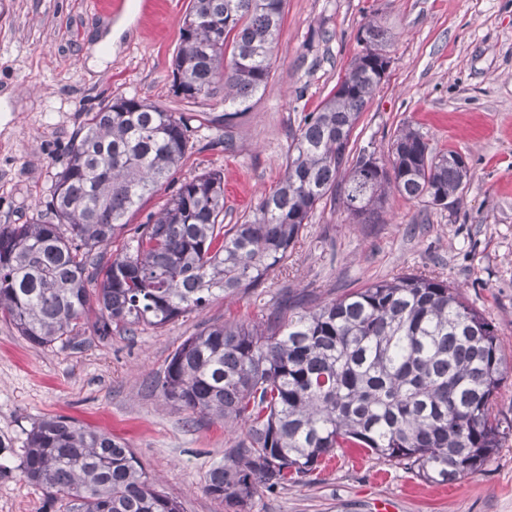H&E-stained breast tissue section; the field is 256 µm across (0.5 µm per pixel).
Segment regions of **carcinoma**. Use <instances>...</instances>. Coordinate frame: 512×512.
<instances>
[{"mask_svg":"<svg viewBox=\"0 0 512 512\" xmlns=\"http://www.w3.org/2000/svg\"><path fill=\"white\" fill-rule=\"evenodd\" d=\"M286 0H192L172 61L188 102L224 83V127L265 91ZM364 44L336 89L304 117L281 179L249 213L224 223V173L180 183L155 216L127 215L194 149L193 117L120 97L88 114L45 209L0 228V317L35 347L163 328L216 293L245 294L283 268L318 205L338 197L374 224L391 191L448 205L469 168L405 128L388 160L350 138L381 82L385 30ZM124 240L102 262L101 248ZM96 282V291L88 285ZM506 360L494 327L438 275L402 273L273 320L211 324L174 351L164 398L231 421L244 438L213 466L205 492L241 512L261 491L304 481L337 448H365L444 484L476 472L512 423L494 413ZM18 470L74 512H181L129 446L67 418L30 432Z\"/></svg>","mask_w":512,"mask_h":512,"instance_id":"obj_1","label":"carcinoma"}]
</instances>
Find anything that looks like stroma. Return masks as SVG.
Listing matches in <instances>:
<instances>
[{"instance_id": "1", "label": "stroma", "mask_w": 512, "mask_h": 512, "mask_svg": "<svg viewBox=\"0 0 512 512\" xmlns=\"http://www.w3.org/2000/svg\"><path fill=\"white\" fill-rule=\"evenodd\" d=\"M107 0H0V227L35 218L86 114L135 96L194 118L196 152L139 210L159 211L180 182L204 168L224 173L232 224L273 187L292 136L317 111L361 51V26L386 29L389 68L351 137L354 149L388 152L402 128L433 152L462 154L470 177L447 206L390 193L381 218L356 224L327 199L287 265L261 287L216 297L161 329L79 348L32 346L0 320V437L12 443L0 476V512H68L17 465L34 423L65 416L125 440L183 512H228L205 490L240 432L183 410L161 394L175 349L206 325L257 321L277 306L310 307L404 272L462 286L494 326L512 362V0H287L272 78L231 132L235 148L207 149L223 126L216 95L187 103L171 90V60L191 0H127L117 20ZM111 46H104V39ZM512 512V438L478 472L434 485L361 448H342L312 480L256 495L246 512Z\"/></svg>"}]
</instances>
